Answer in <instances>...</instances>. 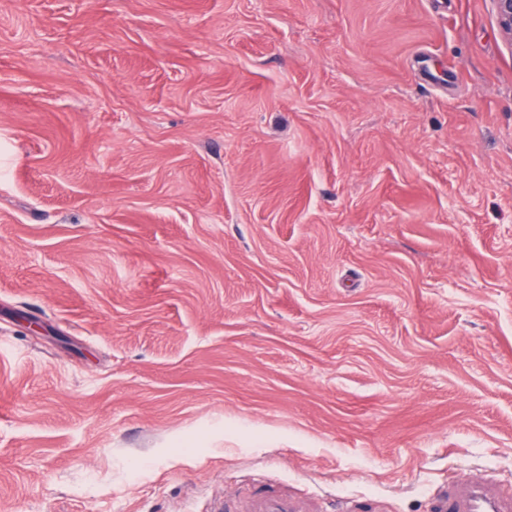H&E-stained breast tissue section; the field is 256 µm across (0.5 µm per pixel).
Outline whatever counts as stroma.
Here are the masks:
<instances>
[{
	"label": "stroma",
	"instance_id": "35a3bbf8",
	"mask_svg": "<svg viewBox=\"0 0 512 512\" xmlns=\"http://www.w3.org/2000/svg\"><path fill=\"white\" fill-rule=\"evenodd\" d=\"M512 497L493 0H0V512Z\"/></svg>",
	"mask_w": 512,
	"mask_h": 512
}]
</instances>
